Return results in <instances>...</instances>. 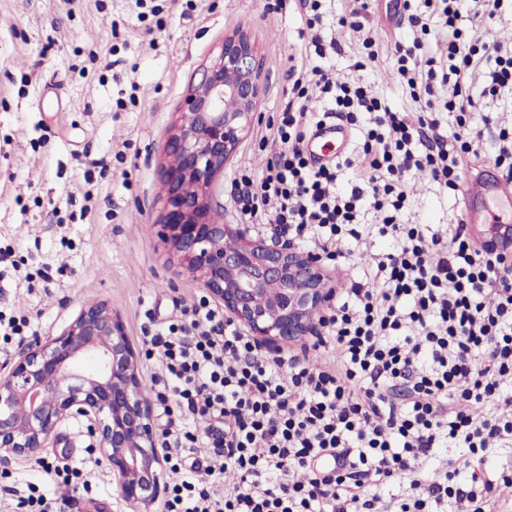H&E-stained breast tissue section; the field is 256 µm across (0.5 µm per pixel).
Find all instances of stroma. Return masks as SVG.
Returning a JSON list of instances; mask_svg holds the SVG:
<instances>
[{
    "label": "stroma",
    "mask_w": 512,
    "mask_h": 512,
    "mask_svg": "<svg viewBox=\"0 0 512 512\" xmlns=\"http://www.w3.org/2000/svg\"><path fill=\"white\" fill-rule=\"evenodd\" d=\"M390 0H323L324 38L339 52L322 59L338 80H362L392 111L417 122L426 111L395 80V43L417 37L407 15L383 30ZM342 16L356 27H339ZM472 42L512 47V13L492 21L463 15ZM249 28L265 59V93L247 140L224 168V221L242 223L230 195L242 175L262 177L279 150L273 123L289 99L290 67L301 64L314 32L296 0H0V317L16 333L0 337V365L36 338L58 335L83 305L119 311L134 345L148 324L164 325L207 296L179 276L158 234L165 160L162 148L199 69L225 33ZM377 58L368 61L365 38ZM495 126L512 124V106L478 98ZM485 132L478 159L488 166L496 133ZM404 223L446 230L464 216L461 193L411 180ZM0 512L19 498H53L55 512H132L83 423L58 430L56 447L29 459L0 448ZM68 468L67 481L51 479Z\"/></svg>",
    "instance_id": "stroma-1"
}]
</instances>
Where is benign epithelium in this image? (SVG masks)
Returning <instances> with one entry per match:
<instances>
[{
  "label": "benign epithelium",
  "mask_w": 512,
  "mask_h": 512,
  "mask_svg": "<svg viewBox=\"0 0 512 512\" xmlns=\"http://www.w3.org/2000/svg\"><path fill=\"white\" fill-rule=\"evenodd\" d=\"M263 59L252 35H224L187 97L163 152L170 159L160 224L180 273L203 282L230 321L258 347L294 343L336 294L319 254L250 226L224 223V166L257 118ZM69 419H83L125 502L150 512L161 493L162 458L140 351L121 314L104 302L80 310L58 335L37 340L0 375V447L37 457Z\"/></svg>",
  "instance_id": "benign-epithelium-1"
}]
</instances>
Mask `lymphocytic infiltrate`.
<instances>
[{"label": "lymphocytic infiltrate", "mask_w": 512, "mask_h": 512, "mask_svg": "<svg viewBox=\"0 0 512 512\" xmlns=\"http://www.w3.org/2000/svg\"><path fill=\"white\" fill-rule=\"evenodd\" d=\"M505 0H423L448 33L445 55L421 42L395 45L396 79L433 93L453 84L444 107L456 115L453 144L437 135V118L409 125L361 82H343L322 66L293 71L292 103L273 132L282 148L260 181L243 177L233 199L251 224H268L289 242L314 244L336 257L339 239L372 272L340 289L323 318L329 333L313 348L335 353L312 369L299 356L267 357L249 336L225 323L207 299L147 336L146 354L160 366L151 387L177 427L163 448L192 455L172 487L165 512H438L466 501L471 512H494L512 500V469L496 479L468 476L474 458L512 443V254L482 248L465 224L449 234L404 224L414 174L455 191L482 133L466 82L482 71L483 91L512 86V49L476 45L458 27L465 5L477 17L499 16ZM331 99L348 123L372 116L349 192L336 190L349 160L315 165L304 143L310 93ZM274 211H267L269 200ZM380 212L359 221L362 207ZM379 235L393 246L371 257L363 240ZM459 448L443 472L421 475L435 449ZM217 483L197 479L199 470ZM383 485L409 486L411 499H383Z\"/></svg>", "instance_id": "1"}]
</instances>
